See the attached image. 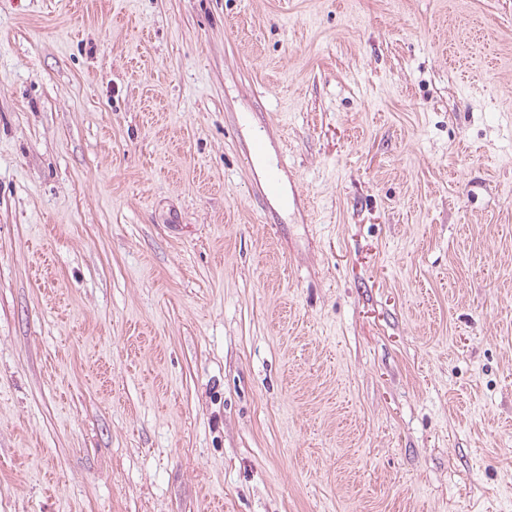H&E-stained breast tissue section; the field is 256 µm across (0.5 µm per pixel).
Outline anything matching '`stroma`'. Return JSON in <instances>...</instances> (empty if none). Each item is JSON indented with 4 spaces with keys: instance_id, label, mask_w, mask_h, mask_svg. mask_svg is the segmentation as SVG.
Wrapping results in <instances>:
<instances>
[{
    "instance_id": "35a3bbf8",
    "label": "stroma",
    "mask_w": 512,
    "mask_h": 512,
    "mask_svg": "<svg viewBox=\"0 0 512 512\" xmlns=\"http://www.w3.org/2000/svg\"><path fill=\"white\" fill-rule=\"evenodd\" d=\"M0 512H512V0H0ZM283 152L278 156L279 163L276 167H271L265 170L261 174V179L255 178V185H253L255 189V193L258 198L266 203L272 202L281 197L283 193V185L281 183L280 171L285 169V166L282 162Z\"/></svg>"
}]
</instances>
